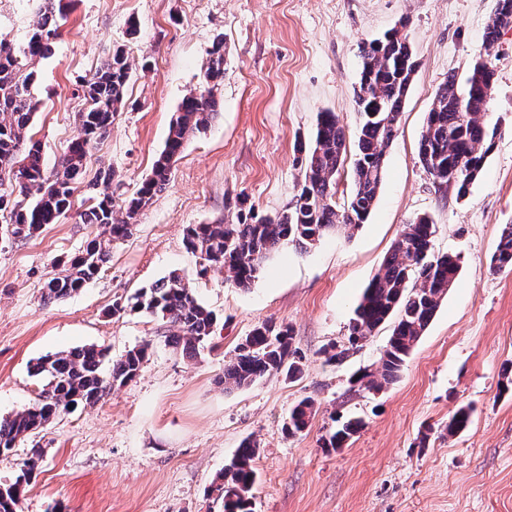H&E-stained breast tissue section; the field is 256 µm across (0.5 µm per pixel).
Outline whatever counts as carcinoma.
Masks as SVG:
<instances>
[{
  "label": "carcinoma",
  "instance_id": "1",
  "mask_svg": "<svg viewBox=\"0 0 512 512\" xmlns=\"http://www.w3.org/2000/svg\"><path fill=\"white\" fill-rule=\"evenodd\" d=\"M59 2L43 0L23 49L17 51L0 40V212L9 215V221L0 227V238L25 240L44 225L57 223L72 208L75 180L85 166L90 146L109 133L130 77L125 52L113 50L84 86L88 107L78 113V137L58 161L54 174L45 175L41 144L27 136L38 106L32 93L34 74L28 64L46 56L57 38L58 18L62 17ZM504 21L512 24V0H496L493 17L483 34L482 53L465 80L461 82L450 73L438 87L420 138L419 163L431 177L440 178V184L453 187L459 197L476 181L494 146L496 129L488 123L487 102V96L493 94V79L487 58L495 50ZM404 27L403 22L360 51L356 97L361 128L347 200L341 205L335 201L337 179L347 152L345 132L336 113L321 112L313 141L300 147L305 175L289 208L260 217L240 209L231 222L187 226L184 246L196 257L198 277L204 278L216 268L237 287L248 288L265 261L281 247L291 245L305 251L328 232L349 237L365 223L375 206L385 154L396 138L417 68ZM223 83L224 42L217 39L209 50L201 86L183 98L170 122L165 148L138 190L118 207L112 197L114 172L99 173L91 204L80 218L84 224L104 227L107 237L89 239L81 253L66 262L62 273L47 282L46 301L79 292L109 261L112 243L132 234L136 216L165 190L171 157L180 154L190 135L207 128L219 111L216 91ZM462 97L467 103L464 112L458 109ZM33 187L37 191L35 200H21ZM435 232V224L427 216L404 226L381 269L365 288L350 325L348 346L334 344L324 350L326 362L340 363L350 350L362 346L375 330L398 315L378 368L358 376L353 385L378 391L396 380L454 284L460 258L447 253L430 255ZM491 268L512 272V224L505 225L501 232ZM126 309L169 323L173 332L168 342L187 355L205 346L214 333L213 312L196 299L175 270L112 306L115 313ZM150 347L145 342L126 351L108 373L103 369L106 350L94 344L38 358L30 370L39 384L36 401L32 407L0 420V456L10 455L17 443L39 434L61 415L80 405L94 406L112 387L132 380ZM300 373L301 357L293 348L290 328L266 321L253 328L237 346L234 358L224 365V390L243 389L274 374L292 379ZM315 414L312 400L298 401L288 415L285 431L291 437L302 433ZM470 418V408H459L448 420V436L467 428ZM361 425L360 420L343 423L323 440V446L343 447ZM257 452V443L246 439L224 465L217 485L222 512H252ZM42 457V449L31 448L14 481L0 487L7 491L4 496L0 494V512H19L28 487L38 475Z\"/></svg>",
  "mask_w": 512,
  "mask_h": 512
}]
</instances>
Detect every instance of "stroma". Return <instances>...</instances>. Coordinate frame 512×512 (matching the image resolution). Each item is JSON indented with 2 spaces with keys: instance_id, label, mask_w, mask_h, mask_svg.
Returning <instances> with one entry per match:
<instances>
[{
  "instance_id": "stroma-1",
  "label": "stroma",
  "mask_w": 512,
  "mask_h": 512,
  "mask_svg": "<svg viewBox=\"0 0 512 512\" xmlns=\"http://www.w3.org/2000/svg\"><path fill=\"white\" fill-rule=\"evenodd\" d=\"M42 0H0V39L22 47ZM51 55L30 64L41 106L29 136L52 172L79 128L82 86L123 48L131 67L124 104L93 144L74 206L34 236L0 241V420L27 409L38 388L34 359L82 345L112 359L151 342L138 375L93 407L62 415L35 441L0 457L11 480L32 444L43 450L20 512H219L217 476L241 441L259 446L254 512H512V273L491 257L512 224V27L489 59L495 146L465 198L438 188L418 160L434 95L449 74L466 76L482 49L494 0H62ZM404 26L418 66L396 139L386 152L375 207L352 237L331 233L305 252L285 246L243 290L225 273L196 276L183 244L190 224L234 215L236 198L272 215L303 180L298 158L318 113H336L355 142L359 48ZM224 38L222 110L187 140L166 189L114 243L109 263L76 294L45 302L47 281L100 231L82 223L87 187L111 168L115 200L132 196L163 150L185 95L198 87L216 36ZM431 217L433 251L461 257L454 285L399 377L380 391L349 378L374 368L391 334L382 325L341 364L324 349L345 345L353 310L404 224ZM185 275L218 317L213 345L189 356L168 346L169 325L144 313H113L170 271ZM288 326L304 369L225 391L219 379L256 325ZM318 411L301 434L283 425L297 401ZM472 410L448 436L449 417ZM364 426L341 448L322 439L335 421Z\"/></svg>"
}]
</instances>
